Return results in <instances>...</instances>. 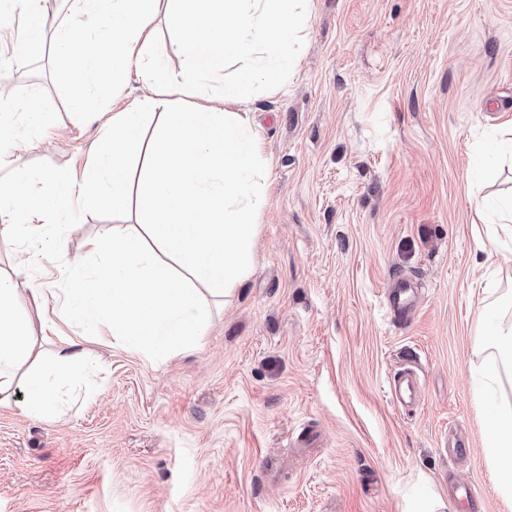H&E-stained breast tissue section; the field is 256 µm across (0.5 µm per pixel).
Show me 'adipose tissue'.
<instances>
[{"label": "adipose tissue", "mask_w": 512, "mask_h": 512, "mask_svg": "<svg viewBox=\"0 0 512 512\" xmlns=\"http://www.w3.org/2000/svg\"><path fill=\"white\" fill-rule=\"evenodd\" d=\"M78 24L55 31V42L75 85L72 107L81 110L89 89L117 87L137 69L153 95L145 106L113 113L102 150L82 174L113 209L134 201L138 221L116 224L107 242L109 262L63 302L67 316L87 329L107 326L136 351L152 357L195 348L203 334L206 295L222 296L247 278L256 219L265 199L259 181L260 147L248 113L234 111L246 86L281 85L298 63L296 45L310 17L311 0H74ZM165 17L178 38L186 71L167 69L154 48L153 23ZM234 62L237 78L225 84L223 101L185 105L223 77ZM158 123H151L152 111ZM151 139H144L145 127ZM142 152L146 171L139 190L129 183L127 157ZM41 193L16 197L14 183L0 188V231L29 240L31 212L46 211L63 197L67 176L41 175ZM27 297L35 309L48 300L44 288L20 292L0 275V394H9L19 369L32 357V320L14 307ZM497 303L480 308L483 344L495 356L481 374L480 396L491 397L512 379V321L497 320ZM92 379L95 367L77 341L60 339L51 358L23 379L21 412L48 420L59 411L74 376ZM485 456L496 488L512 495V404L489 405L481 420Z\"/></svg>", "instance_id": "obj_1"}]
</instances>
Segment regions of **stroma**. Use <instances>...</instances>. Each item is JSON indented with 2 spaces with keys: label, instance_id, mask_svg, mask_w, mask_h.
I'll list each match as a JSON object with an SVG mask.
<instances>
[{
  "label": "stroma",
  "instance_id": "obj_1",
  "mask_svg": "<svg viewBox=\"0 0 512 512\" xmlns=\"http://www.w3.org/2000/svg\"><path fill=\"white\" fill-rule=\"evenodd\" d=\"M285 87L244 93L267 203L252 271L210 299L195 349L150 358L85 336L48 301L50 337L98 363L50 420L0 403V512H512L484 453L474 376L487 353L477 309L512 289V239L483 195L512 193L482 150L512 139V0H313ZM53 41L0 45V178L81 172L103 120L73 111ZM31 223L76 225L53 247L0 238V273L71 288L107 256L84 242L135 221L134 205L58 203ZM418 285L405 320L395 277ZM413 368L420 397L388 394ZM469 455L452 459L449 428ZM452 484L478 492L449 496Z\"/></svg>",
  "mask_w": 512,
  "mask_h": 512
}]
</instances>
